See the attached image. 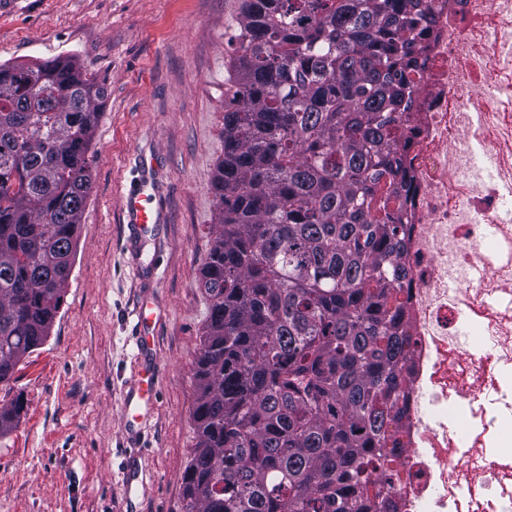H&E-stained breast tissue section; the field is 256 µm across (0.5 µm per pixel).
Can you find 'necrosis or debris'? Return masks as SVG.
Instances as JSON below:
<instances>
[{"instance_id":"obj_1","label":"necrosis or debris","mask_w":512,"mask_h":512,"mask_svg":"<svg viewBox=\"0 0 512 512\" xmlns=\"http://www.w3.org/2000/svg\"><path fill=\"white\" fill-rule=\"evenodd\" d=\"M434 24L421 55L424 79L401 117L413 199L402 263L410 353L405 406L393 425L399 459L391 476L400 512H512V0H432ZM496 225L488 239L487 225ZM485 264L477 282L468 267ZM470 311L485 349L461 350L455 327ZM466 403L480 432L465 448L448 432V398Z\"/></svg>"}]
</instances>
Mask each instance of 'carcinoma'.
Returning <instances> with one entry per match:
<instances>
[{
    "instance_id": "carcinoma-1",
    "label": "carcinoma",
    "mask_w": 512,
    "mask_h": 512,
    "mask_svg": "<svg viewBox=\"0 0 512 512\" xmlns=\"http://www.w3.org/2000/svg\"><path fill=\"white\" fill-rule=\"evenodd\" d=\"M430 0H240L183 512H398L411 175L398 114ZM107 90L74 59L0 64V385L46 341ZM20 418L0 405V439Z\"/></svg>"
}]
</instances>
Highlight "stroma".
<instances>
[{
  "label": "stroma",
  "instance_id": "35a3bbf8",
  "mask_svg": "<svg viewBox=\"0 0 512 512\" xmlns=\"http://www.w3.org/2000/svg\"><path fill=\"white\" fill-rule=\"evenodd\" d=\"M239 2L14 0L0 10V64L72 58L107 89L63 302L10 383L23 409L0 440V512H182L208 316L200 269L217 222L212 182ZM154 154L143 172L139 156ZM145 178L159 187L164 221L131 247L120 200ZM145 300L163 372L130 444L122 410L142 361L135 322ZM131 465L139 477L127 491Z\"/></svg>",
  "mask_w": 512,
  "mask_h": 512
}]
</instances>
